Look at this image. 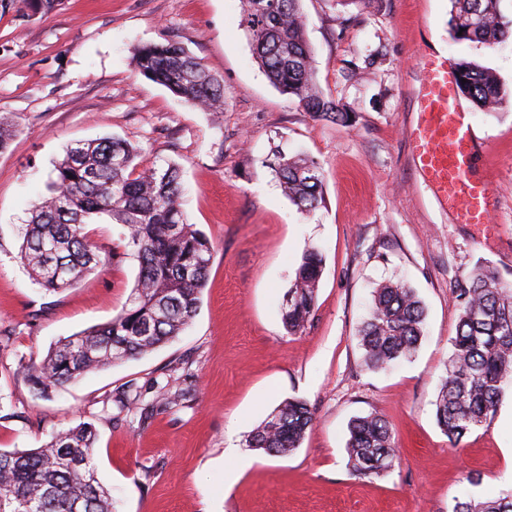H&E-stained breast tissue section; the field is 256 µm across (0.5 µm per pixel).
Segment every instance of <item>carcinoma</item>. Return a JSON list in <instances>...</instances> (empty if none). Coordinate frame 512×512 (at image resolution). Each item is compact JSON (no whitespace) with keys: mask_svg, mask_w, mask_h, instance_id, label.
<instances>
[{"mask_svg":"<svg viewBox=\"0 0 512 512\" xmlns=\"http://www.w3.org/2000/svg\"><path fill=\"white\" fill-rule=\"evenodd\" d=\"M502 0H451L455 39L493 47L512 37V18ZM301 0H242L253 54L269 81L319 119L346 124L350 114L317 91L312 49L305 37ZM136 69L186 104L218 112L224 107V83L174 41L134 49ZM457 89L476 107L490 111L502 104L495 76L480 65L456 67ZM139 149L105 137L67 150L52 171L47 194L26 224L20 258L47 292L80 283L102 263V248L87 225L102 215L127 230V246L139 262L129 301L105 324L69 336L38 363L24 367L30 386L44 396L87 373L142 357L179 335L197 314L206 285L213 244L181 207L178 166L142 167ZM280 187L303 215L322 203L316 162L276 156ZM323 271L319 251H308L288 289L291 335L303 331L315 307ZM459 308L447 376L434 402L438 427L453 446L497 412L504 386L512 384V282L486 263L475 267L457 289ZM425 308L415 290L397 281L374 290L367 318L356 336L372 369H383L417 351ZM153 393L123 388L112 396L118 413L146 422L189 393L180 379L148 381ZM313 424L308 405L297 399L281 404L245 439V446L271 456L299 448ZM346 450L353 475L379 476L398 461L393 428L378 412L349 422ZM96 434L82 422L52 435L39 448L0 450V512H112V498L96 480ZM452 512H512V491L487 500L456 501Z\"/></svg>","mask_w":512,"mask_h":512,"instance_id":"carcinoma-1","label":"carcinoma"}]
</instances>
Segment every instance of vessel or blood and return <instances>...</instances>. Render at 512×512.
<instances>
[{"mask_svg":"<svg viewBox=\"0 0 512 512\" xmlns=\"http://www.w3.org/2000/svg\"><path fill=\"white\" fill-rule=\"evenodd\" d=\"M423 70L411 130V160L433 186L439 202L456 210L461 222L488 223L487 182L473 172L477 137L468 112L457 100L456 72L440 55L425 57Z\"/></svg>","mask_w":512,"mask_h":512,"instance_id":"1","label":"vessel or blood"}]
</instances>
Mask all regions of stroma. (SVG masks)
Returning a JSON list of instances; mask_svg holds the SVG:
<instances>
[{
	"instance_id": "1",
	"label": "stroma",
	"mask_w": 512,
	"mask_h": 512,
	"mask_svg": "<svg viewBox=\"0 0 512 512\" xmlns=\"http://www.w3.org/2000/svg\"><path fill=\"white\" fill-rule=\"evenodd\" d=\"M319 91L349 112L314 118L258 66L240 0H60L35 13L0 9V115L15 137L0 152V449L40 447L82 422L97 431L95 475L113 512H452L456 500L512 489V387L495 416L458 447L433 402L451 354L455 290L476 262L512 280V40L489 48L451 31L450 0H302ZM178 42L224 83V110L186 105L139 75L135 47ZM471 61L499 79L505 101L469 99L488 178L491 223L442 208L413 167L410 130L421 60ZM104 136L138 147L142 165L182 171L181 205L214 250L197 315L150 355L93 372L53 398L24 365L60 339L109 321L138 273L122 225L103 217L92 238L115 258L61 293L34 284L20 260L24 229L67 148ZM314 160L322 205L302 216L271 168L275 152ZM323 274L314 316L292 336L284 295L304 254ZM401 279L426 308L412 359L367 366L356 329L378 284ZM190 371V395L146 423L107 399L127 382ZM306 401L314 425L299 448L272 457L247 435L282 402ZM379 411L399 461L372 479L349 470L350 420ZM479 482H472V475Z\"/></svg>"
}]
</instances>
